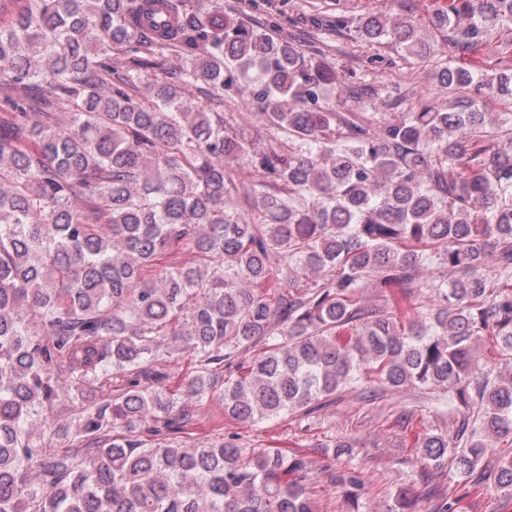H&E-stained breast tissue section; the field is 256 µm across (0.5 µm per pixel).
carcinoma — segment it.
<instances>
[{"mask_svg": "<svg viewBox=\"0 0 512 512\" xmlns=\"http://www.w3.org/2000/svg\"><path fill=\"white\" fill-rule=\"evenodd\" d=\"M451 2L438 23L459 52L512 31V0ZM329 27L430 54L401 13ZM171 52L178 73L147 74ZM435 76L430 96L385 93L218 0H26L0 25V512H316L304 454L167 441L192 421L156 369L169 336L194 357L185 394L246 426L310 415L362 378L448 392L456 434L413 444L462 477L438 512H460L469 478L509 512L512 453L495 445L512 442V368L475 352L489 338L512 364V113L483 111L512 100V62L445 57ZM242 82L253 127L277 139L267 151L224 111ZM239 165L262 181L247 188ZM184 245L208 272L169 261ZM422 266L455 277L432 278L406 325ZM367 287L385 305L363 306ZM54 368L78 394L112 384V403L61 423V456L26 429L60 399ZM346 482L357 508L351 459ZM413 507L400 487L386 512Z\"/></svg>", "mask_w": 512, "mask_h": 512, "instance_id": "obj_1", "label": "carcinoma"}]
</instances>
